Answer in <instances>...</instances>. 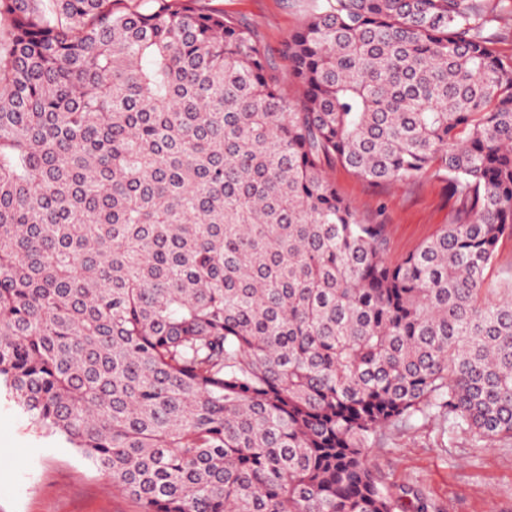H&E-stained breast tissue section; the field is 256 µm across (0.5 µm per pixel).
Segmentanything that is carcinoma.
<instances>
[{
  "instance_id": "obj_1",
  "label": "carcinoma",
  "mask_w": 512,
  "mask_h": 512,
  "mask_svg": "<svg viewBox=\"0 0 512 512\" xmlns=\"http://www.w3.org/2000/svg\"><path fill=\"white\" fill-rule=\"evenodd\" d=\"M0 0V389L141 512H428L367 450L512 441V0ZM462 205L398 264L329 180ZM316 0H203L204 5L249 26L265 47L271 66L290 100L299 98L296 82L288 74L281 47L307 20ZM512 268V237H504L497 245V260L491 268L489 276L498 279L502 272Z\"/></svg>"
}]
</instances>
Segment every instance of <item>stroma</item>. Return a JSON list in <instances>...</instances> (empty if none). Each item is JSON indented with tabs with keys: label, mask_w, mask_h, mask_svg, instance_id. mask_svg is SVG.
<instances>
[{
	"label": "stroma",
	"mask_w": 512,
	"mask_h": 512,
	"mask_svg": "<svg viewBox=\"0 0 512 512\" xmlns=\"http://www.w3.org/2000/svg\"><path fill=\"white\" fill-rule=\"evenodd\" d=\"M314 2L203 0L253 30L292 100L299 89L281 47L304 25ZM328 175L362 222L385 225L392 264L460 216L447 181L432 172L408 185L370 183L339 165ZM368 455L404 502L424 499L428 512H512V443L477 450L464 435L442 433L437 421L419 419L390 429ZM0 512H140V505L70 445L31 432L24 415L0 395Z\"/></svg>",
	"instance_id": "35a3bbf8"
}]
</instances>
